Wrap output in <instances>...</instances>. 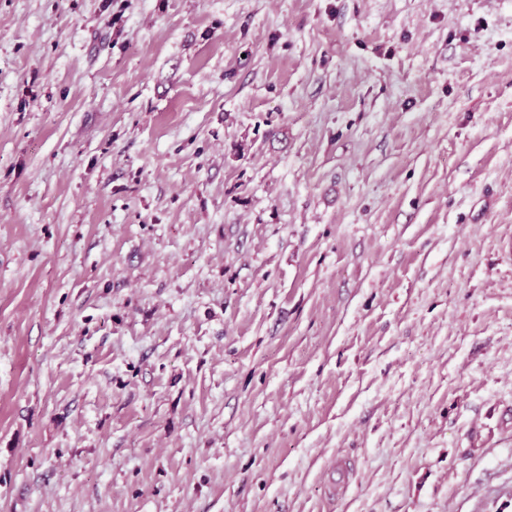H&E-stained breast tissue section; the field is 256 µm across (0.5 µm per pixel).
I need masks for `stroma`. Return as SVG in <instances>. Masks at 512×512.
Returning a JSON list of instances; mask_svg holds the SVG:
<instances>
[{
	"mask_svg": "<svg viewBox=\"0 0 512 512\" xmlns=\"http://www.w3.org/2000/svg\"><path fill=\"white\" fill-rule=\"evenodd\" d=\"M0 512H512V0H0Z\"/></svg>",
	"mask_w": 512,
	"mask_h": 512,
	"instance_id": "stroma-1",
	"label": "stroma"
}]
</instances>
